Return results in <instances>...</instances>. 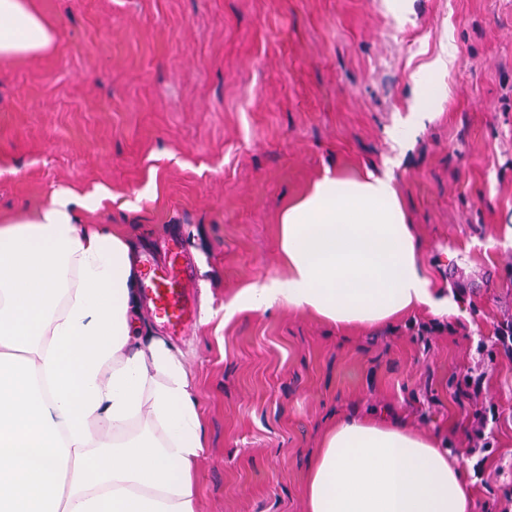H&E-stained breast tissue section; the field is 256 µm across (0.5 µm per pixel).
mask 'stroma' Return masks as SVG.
<instances>
[{
  "mask_svg": "<svg viewBox=\"0 0 512 512\" xmlns=\"http://www.w3.org/2000/svg\"><path fill=\"white\" fill-rule=\"evenodd\" d=\"M52 46L0 61V218L72 191L81 223L135 255L181 238L204 318L172 336L201 405L197 512H307L337 417L391 412L463 454L475 512L512 499V0H36ZM443 96L413 111L442 52ZM408 127L406 149L392 136ZM390 172L430 287L346 333L281 305L241 309L282 271L279 217L324 175ZM495 346L487 356L486 346ZM478 380L475 400L456 389ZM487 415L476 437L474 407ZM487 444L478 456L474 447Z\"/></svg>",
  "mask_w": 512,
  "mask_h": 512,
  "instance_id": "obj_1",
  "label": "stroma"
}]
</instances>
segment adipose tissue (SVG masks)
<instances>
[{
  "label": "adipose tissue",
  "instance_id": "obj_1",
  "mask_svg": "<svg viewBox=\"0 0 512 512\" xmlns=\"http://www.w3.org/2000/svg\"><path fill=\"white\" fill-rule=\"evenodd\" d=\"M33 0H0V60L46 50ZM284 266L245 309L285 304L346 330L426 308L421 244L390 175H327L279 219ZM138 274L126 238L83 230L70 193L0 226V512H196L198 399L160 338L135 346ZM308 512H474L462 455L407 420L330 424Z\"/></svg>",
  "mask_w": 512,
  "mask_h": 512
}]
</instances>
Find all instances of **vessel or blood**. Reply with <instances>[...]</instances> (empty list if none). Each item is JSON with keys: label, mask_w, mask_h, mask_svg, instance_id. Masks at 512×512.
Returning a JSON list of instances; mask_svg holds the SVG:
<instances>
[{"label": "vessel or blood", "mask_w": 512, "mask_h": 512, "mask_svg": "<svg viewBox=\"0 0 512 512\" xmlns=\"http://www.w3.org/2000/svg\"><path fill=\"white\" fill-rule=\"evenodd\" d=\"M142 293L156 316L175 333L196 316V306L185 288L192 266L181 244H172L162 262L147 261Z\"/></svg>", "instance_id": "obj_1"}]
</instances>
